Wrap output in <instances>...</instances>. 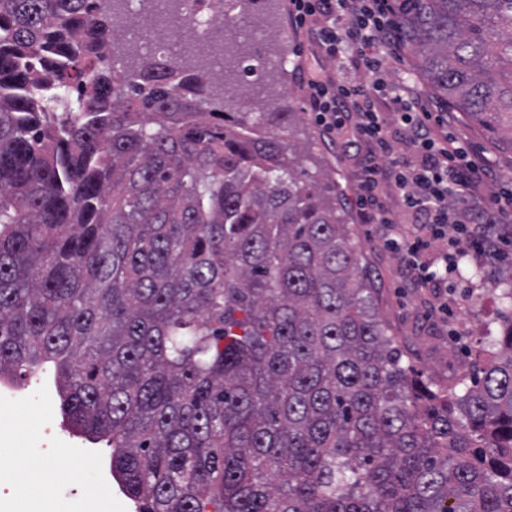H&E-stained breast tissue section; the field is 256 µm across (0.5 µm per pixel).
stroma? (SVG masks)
I'll list each match as a JSON object with an SVG mask.
<instances>
[{
  "mask_svg": "<svg viewBox=\"0 0 512 512\" xmlns=\"http://www.w3.org/2000/svg\"><path fill=\"white\" fill-rule=\"evenodd\" d=\"M265 20L272 33L266 42L268 51L286 54L288 59L287 72L277 78L273 91L286 97L300 112L297 136L311 145L306 165L327 171L345 197L347 222L355 234L362 263L374 281V299L381 319L401 342L416 369L433 380L448 381L470 366L482 340L500 333V294L512 284V223L499 227L501 259L479 262L482 278L453 276L444 294L429 285L407 287L404 261L390 249L386 229L360 220L355 205L361 181L359 164L342 157L304 110L306 93L297 65L310 55L306 38L290 25L283 0H275ZM448 129L489 163L494 177L483 184L484 197L495 196L512 185V150L491 143L476 125L461 119L456 112L451 115ZM53 377V370H46L19 398L0 394V443L19 448L68 449L107 491L105 512H136L133 502L112 480L109 449L61 430Z\"/></svg>",
  "mask_w": 512,
  "mask_h": 512,
  "instance_id": "stroma-1",
  "label": "stroma"
}]
</instances>
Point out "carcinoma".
<instances>
[{
    "label": "carcinoma",
    "instance_id": "carcinoma-1",
    "mask_svg": "<svg viewBox=\"0 0 512 512\" xmlns=\"http://www.w3.org/2000/svg\"><path fill=\"white\" fill-rule=\"evenodd\" d=\"M101 2L0 0V379L53 365L137 512H512V289L478 373H415L265 95L257 0L194 64L185 0ZM397 22L440 111L512 149V0Z\"/></svg>",
    "mask_w": 512,
    "mask_h": 512
}]
</instances>
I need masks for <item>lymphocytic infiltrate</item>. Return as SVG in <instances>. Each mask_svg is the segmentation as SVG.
<instances>
[{"mask_svg": "<svg viewBox=\"0 0 512 512\" xmlns=\"http://www.w3.org/2000/svg\"><path fill=\"white\" fill-rule=\"evenodd\" d=\"M397 0H287L291 25L303 31L313 50L302 71L309 92L307 111L328 138L342 149L366 146L361 158L363 179L358 206L364 223L387 225L390 247L422 284L436 281L420 260L431 239L452 226L451 244L479 255L494 247L497 227L512 222V209L491 203L468 206V198L484 182L486 172L473 158L468 144L444 131V120L434 115L429 99L417 89L391 80L404 57L396 21ZM365 69L370 81L342 80V73ZM389 95L392 109L404 126V141L417 161L394 159L395 138L377 108V99ZM391 166H384V159ZM390 179L412 227L398 219L380 200L378 186ZM459 207H449V199Z\"/></svg>", "mask_w": 512, "mask_h": 512, "instance_id": "obj_1", "label": "lymphocytic infiltrate"}]
</instances>
